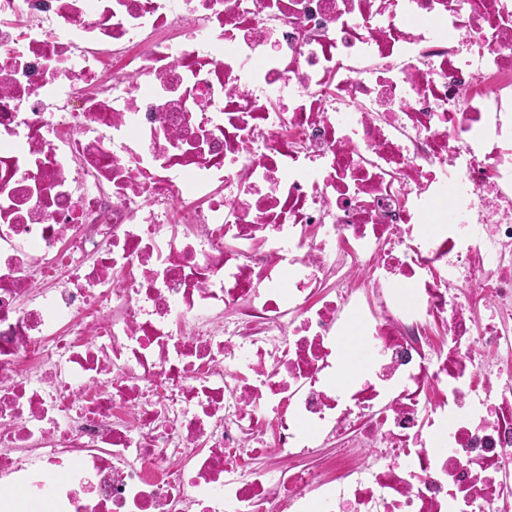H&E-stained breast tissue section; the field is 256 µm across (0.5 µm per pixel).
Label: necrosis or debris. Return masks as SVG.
I'll list each match as a JSON object with an SVG mask.
<instances>
[{
	"instance_id": "obj_1",
	"label": "necrosis or debris",
	"mask_w": 512,
	"mask_h": 512,
	"mask_svg": "<svg viewBox=\"0 0 512 512\" xmlns=\"http://www.w3.org/2000/svg\"><path fill=\"white\" fill-rule=\"evenodd\" d=\"M0 484L512 512V0H0Z\"/></svg>"
}]
</instances>
